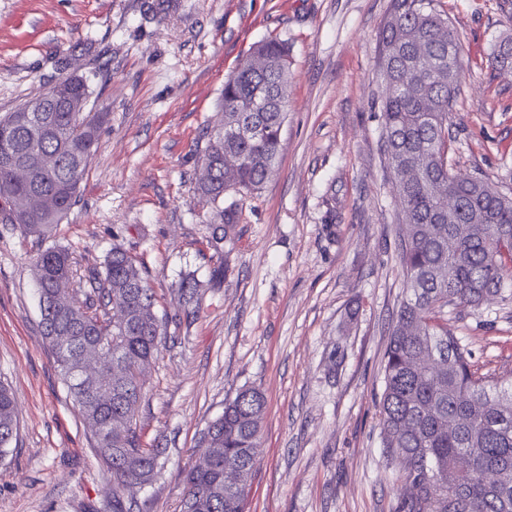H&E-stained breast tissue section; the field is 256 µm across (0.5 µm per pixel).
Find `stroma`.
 Segmentation results:
<instances>
[{
	"instance_id": "35a3bbf8",
	"label": "stroma",
	"mask_w": 512,
	"mask_h": 512,
	"mask_svg": "<svg viewBox=\"0 0 512 512\" xmlns=\"http://www.w3.org/2000/svg\"><path fill=\"white\" fill-rule=\"evenodd\" d=\"M0 0V117L62 70H97L108 115L80 197L51 244L81 268L113 242L142 258L162 309L185 273L202 283L191 324L169 329L143 374L137 427L164 467L128 490L139 512H180L181 473L245 387L265 401L248 512H398L404 483L380 447L388 330L404 297L392 176L380 150L377 35L392 0ZM458 33L454 169L512 192V70L488 66L512 35V0H434ZM291 49L287 118L264 188L230 194L223 254L196 195L200 149L224 118L225 78L253 43ZM42 245L0 224V380L19 429L0 459V512H112L107 475L39 326ZM481 375L512 378V302L450 310Z\"/></svg>"
}]
</instances>
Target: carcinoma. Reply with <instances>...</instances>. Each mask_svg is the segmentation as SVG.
I'll use <instances>...</instances> for the list:
<instances>
[{
	"mask_svg": "<svg viewBox=\"0 0 512 512\" xmlns=\"http://www.w3.org/2000/svg\"><path fill=\"white\" fill-rule=\"evenodd\" d=\"M378 44L382 151L397 194L405 277L379 404L383 454L413 486L399 512H512V381L478 375L469 349L444 322L451 305L478 310L497 298L512 300L506 293L512 196L448 162L462 45L434 0H392ZM289 65L288 44L267 39L224 81V129L210 132L196 177L197 191L214 208L209 243L218 255L237 224V211L224 206V197L257 193L277 164ZM490 66L512 69L511 35L495 45ZM95 80L92 71L59 80L61 94L37 96L45 105L35 121L27 119L24 103L0 119L1 224L44 241L76 205L106 113L73 112L71 103H89ZM450 192L457 197L453 224ZM33 273L41 333L95 440V457L112 487V512H131L127 488L149 483L161 468L159 449L143 447L137 432L143 390L136 374L158 353L170 317L157 311L143 262L121 243L112 244L102 268L83 272L68 249L49 246L37 254ZM75 278L79 288L59 293V282ZM199 292L194 275L182 276L177 293L185 317L197 313ZM423 355L435 356L441 367L415 371L414 359ZM94 364L105 373L78 382ZM264 409L252 388L224 403L202 433L209 464L184 470L182 512H247ZM117 418L125 421L119 431L112 428ZM17 432L14 398L0 381L1 457ZM463 453L472 460L466 474L457 468ZM226 465L238 469L240 485L224 484Z\"/></svg>",
	"mask_w": 512,
	"mask_h": 512,
	"instance_id": "1",
	"label": "carcinoma"
}]
</instances>
